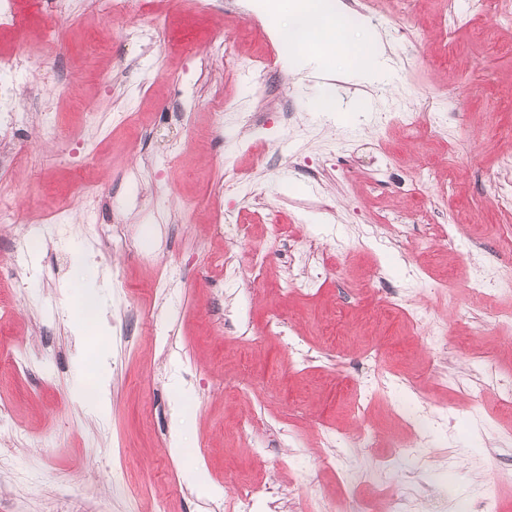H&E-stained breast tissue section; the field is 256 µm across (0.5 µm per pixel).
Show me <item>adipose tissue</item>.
<instances>
[{
    "label": "adipose tissue",
    "mask_w": 512,
    "mask_h": 512,
    "mask_svg": "<svg viewBox=\"0 0 512 512\" xmlns=\"http://www.w3.org/2000/svg\"><path fill=\"white\" fill-rule=\"evenodd\" d=\"M286 7L288 22L275 26L274 31L278 36L287 38L305 64L323 66L326 57L339 51L361 56V63L348 66L353 79L370 80L382 71L385 64L383 50L372 43L349 42L356 19L336 0H287Z\"/></svg>",
    "instance_id": "obj_1"
}]
</instances>
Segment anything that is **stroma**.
Here are the masks:
<instances>
[{
	"mask_svg": "<svg viewBox=\"0 0 512 512\" xmlns=\"http://www.w3.org/2000/svg\"><path fill=\"white\" fill-rule=\"evenodd\" d=\"M17 2L16 22L0 20V52L23 51L29 67L22 85L0 71V103L27 104L0 117V149L21 159L0 165L19 212L0 226V305L12 311L0 324V512H237L242 470L260 489L251 512H299L369 466L371 449L344 438L357 429L344 407L374 374L371 346L407 379L376 416L403 401L430 417L431 468L393 459L394 482L416 476L445 512H472L493 479L512 512V413H475L468 397L477 383L493 400L512 386V332L485 322L512 313V295L468 285L476 259L512 274V206L489 184L512 185V143L498 134L512 126V26L474 10L451 30L448 0H377L357 33L382 42L390 71L358 82L334 63L296 69L269 5L250 0H161L153 13L131 0L118 16L98 0ZM224 40L236 67L215 50ZM260 75L262 100L246 94ZM58 78L67 94L44 106ZM326 86L336 106L320 112ZM430 102L445 111L439 130L384 128ZM426 157L435 178L419 174ZM228 168L243 175L231 191ZM89 183L103 190L93 236ZM64 205L62 239L46 218ZM271 207L287 237L259 278L227 287L221 254L262 248ZM28 238L41 249L19 250ZM291 280L315 287L284 291ZM404 290L446 345L387 312ZM272 319L282 334L266 333ZM90 386L106 388L105 405L83 399ZM255 413L268 421L261 458L239 444Z\"/></svg>",
	"mask_w": 512,
	"mask_h": 512,
	"instance_id": "obj_1",
	"label": "stroma"
}]
</instances>
